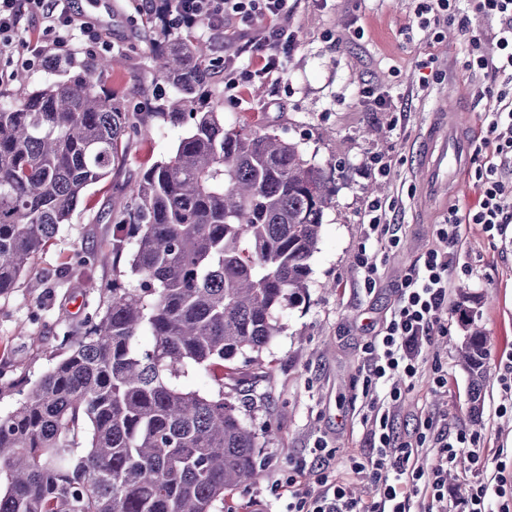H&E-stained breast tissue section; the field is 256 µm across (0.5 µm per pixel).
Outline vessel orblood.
Returning a JSON list of instances; mask_svg holds the SVG:
<instances>
[{"instance_id":"obj_1","label":"vessel or blood","mask_w":512,"mask_h":512,"mask_svg":"<svg viewBox=\"0 0 512 512\" xmlns=\"http://www.w3.org/2000/svg\"><path fill=\"white\" fill-rule=\"evenodd\" d=\"M468 123L458 108L435 105L421 141L418 168L422 173L420 205L431 209L447 202L448 186L471 148Z\"/></svg>"}]
</instances>
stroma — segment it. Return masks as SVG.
<instances>
[{
    "mask_svg": "<svg viewBox=\"0 0 512 512\" xmlns=\"http://www.w3.org/2000/svg\"><path fill=\"white\" fill-rule=\"evenodd\" d=\"M415 7L414 0H289L286 21L297 45L281 74L251 83L233 98L224 91L221 57L228 52L246 65L243 49L253 34L210 36L217 44L212 99L225 126H248L299 143L306 159L325 169L333 191L307 298L281 310L284 329L261 363L243 356L234 362L247 401L241 415L262 433V477L241 485L233 500L260 501L261 512H284L294 460L322 448L330 471L337 472L347 455L369 452L363 347L389 320L403 277L435 245L436 226L444 220L439 214L433 223H421L413 206L419 137L432 105L456 94L467 120L483 127L488 101L480 93L491 86L490 75L465 68L467 40L457 26L414 27ZM76 11L106 29L108 43L91 52L73 44L72 61L107 59L104 85L130 111L151 118L129 144L123 165L87 189L70 223L34 257L18 287L0 296V413L25 397L30 380L58 359L63 333L80 334L85 314L100 303L82 281L58 283L57 271L75 252L110 246L111 214L125 203L128 185L170 156L187 131L161 114L172 93L154 71L161 27L134 20L127 0H76ZM427 61L432 69L425 73L421 65ZM371 86L384 91L385 106L365 97L364 88ZM380 160L389 165L387 175L373 172ZM374 200L387 205L398 247L368 237L363 216ZM363 251L381 259L372 287L357 267ZM449 278L452 303L473 310L487 338L481 410L471 411L469 380L457 357L464 330L452 314L448 335L422 346L424 368H447L449 390L441 394L427 383L417 385L397 408L394 432L407 437L425 416L451 433L478 431L491 450L488 467L502 463L512 473V402L502 389L512 363V225L502 236L471 225Z\"/></svg>",
    "mask_w": 512,
    "mask_h": 512,
    "instance_id": "1",
    "label": "stroma"
}]
</instances>
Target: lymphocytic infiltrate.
Returning <instances> with one entry per match:
<instances>
[{
    "instance_id": "lymphocytic-infiltrate-1",
    "label": "lymphocytic infiltrate",
    "mask_w": 512,
    "mask_h": 512,
    "mask_svg": "<svg viewBox=\"0 0 512 512\" xmlns=\"http://www.w3.org/2000/svg\"><path fill=\"white\" fill-rule=\"evenodd\" d=\"M135 10L141 15H161L168 34L177 37L198 25L225 31L235 25L265 23L263 36L247 45V68L237 67L231 58L224 61V88L232 92L279 72L282 58L296 43L293 32L279 23L288 13V0H139ZM33 14L44 19L42 35L51 40L60 59L69 54L71 41L85 42L91 48L106 38L103 29L77 20L72 0H0V58H13L23 46L30 54L27 66L48 62L47 47L22 41L20 21ZM414 14L423 28L443 22L458 24L468 37L469 67L498 74V87L485 92L490 108L484 134L474 141L476 150L490 151L493 160L476 175V204L464 212L449 207L447 222L436 230L437 246L405 277L389 320L364 348L370 392L364 420L371 425V453L348 455L341 473L319 474L315 487L309 489L302 483L310 462L294 460L288 477L287 512H488L489 497L505 494L503 472L482 466L471 473L470 496L449 500L444 479L449 465L465 452L476 460L485 455L477 435L437 432L433 418L427 417L415 436L402 439L394 435L393 422L397 404L423 378V340L448 331V271L459 261L464 225L478 224L489 232L505 230L512 223V179L501 174L503 168L512 166V0H475L473 15L500 20L494 55L484 51L472 28V15L462 14L453 0H419ZM433 431L438 434L439 446L427 463L424 445ZM364 470L369 471L374 488L367 501L348 488L349 475Z\"/></svg>"
}]
</instances>
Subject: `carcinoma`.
<instances>
[{"mask_svg": "<svg viewBox=\"0 0 512 512\" xmlns=\"http://www.w3.org/2000/svg\"><path fill=\"white\" fill-rule=\"evenodd\" d=\"M211 51L188 37L155 55L174 88L163 116L188 134L129 186L110 251L79 252L58 273L86 279L103 307L0 414V512H233L226 497L262 477L259 433L231 399L232 363L262 362L282 331L278 311L305 299L332 195L297 143L224 128L208 100ZM107 66L53 64L58 78L0 100V296L147 124L102 90L96 71ZM123 257L112 283L93 281L96 267ZM458 313L477 414L485 336L471 310ZM195 370L207 390L177 383Z\"/></svg>", "mask_w": 512, "mask_h": 512, "instance_id": "cac0c4a2", "label": "carcinoma"}]
</instances>
